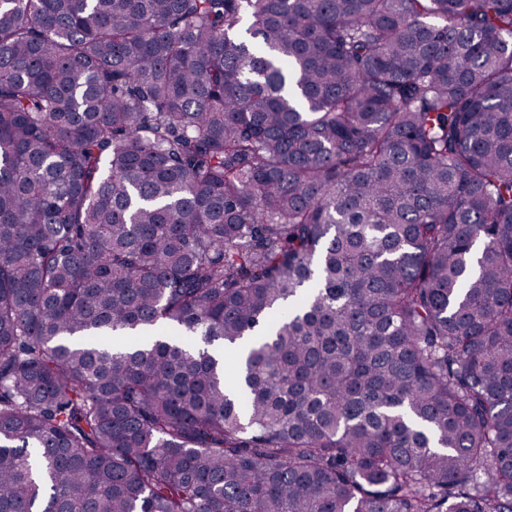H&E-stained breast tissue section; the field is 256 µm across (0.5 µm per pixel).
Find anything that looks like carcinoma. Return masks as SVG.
Returning a JSON list of instances; mask_svg holds the SVG:
<instances>
[{
    "instance_id": "1",
    "label": "carcinoma",
    "mask_w": 512,
    "mask_h": 512,
    "mask_svg": "<svg viewBox=\"0 0 512 512\" xmlns=\"http://www.w3.org/2000/svg\"><path fill=\"white\" fill-rule=\"evenodd\" d=\"M0 512H512V0H0Z\"/></svg>"
}]
</instances>
